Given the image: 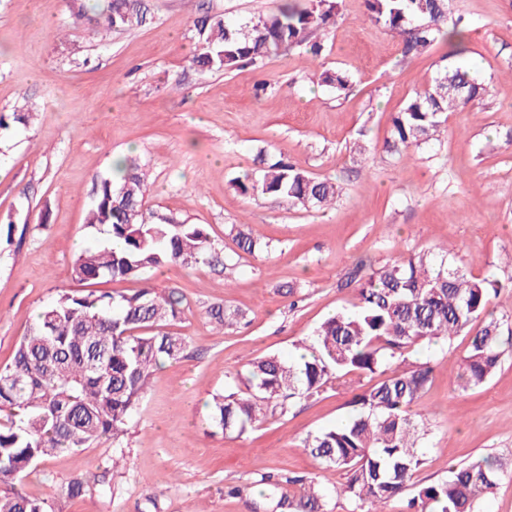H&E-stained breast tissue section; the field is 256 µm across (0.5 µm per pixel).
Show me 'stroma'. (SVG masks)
I'll return each instance as SVG.
<instances>
[{"instance_id":"obj_1","label":"stroma","mask_w":512,"mask_h":512,"mask_svg":"<svg viewBox=\"0 0 512 512\" xmlns=\"http://www.w3.org/2000/svg\"><path fill=\"white\" fill-rule=\"evenodd\" d=\"M105 2L0 0V113L32 115L27 130L0 131V365L59 289L78 290L72 262L103 239L85 227L92 188L121 158L147 174L146 212L206 225L222 261L98 283L104 292L178 289L183 313L169 329L187 349L155 373L119 440L28 468L14 489L52 500L56 512H145L150 498L159 512H252L230 489L263 474L341 486L342 472L318 465L302 442L348 417L353 389L328 387L238 437L209 427L206 404L247 360L291 356L327 316L353 309L357 262L374 270L428 248H448L473 275L501 282L490 308L507 349L494 377L465 391L456 374L480 322L420 351L435 373L421 403L432 435L415 480L511 454L512 0H452L472 23L457 62L492 95L480 114H449L438 151L411 155L384 151L390 117L436 74L447 48L402 61L397 36L367 21L365 0H340L320 61L292 49L255 74L198 72L193 20L202 9L249 18L281 0H146L144 24L103 37L78 11ZM320 67L347 71L351 87L318 85ZM258 78L270 83L261 93ZM280 155L335 179L336 201L316 211L240 193L238 180L257 174L261 158ZM241 228L261 251L238 249ZM216 304L241 310L245 324L217 332L208 317ZM117 447L127 464L114 471ZM77 475L97 486L71 499L61 488Z\"/></svg>"}]
</instances>
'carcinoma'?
Listing matches in <instances>:
<instances>
[{"mask_svg":"<svg viewBox=\"0 0 512 512\" xmlns=\"http://www.w3.org/2000/svg\"><path fill=\"white\" fill-rule=\"evenodd\" d=\"M368 20L396 34L405 61L418 58L439 41L464 52L463 19L452 16L449 0H365ZM338 0H285L275 13L230 23L203 13L195 20L199 48L191 58L202 72L260 68L266 59L309 45L317 59L323 44L308 43L314 30L336 24ZM145 20L141 0H109L96 25L104 34L127 30ZM322 85L342 91L350 76L325 69ZM487 86L469 69L448 62L391 117L388 152L409 153L438 140L448 113L483 110ZM118 180L101 179L86 227L107 240L79 253L72 280H126L166 265L214 264L220 257L203 224H153L146 220V174L124 162ZM244 194L281 199L290 206L322 207L338 194L336 183L310 175L292 161L267 162L256 178L237 182ZM356 310L329 316L310 340L299 344L300 359L278 355L247 361L237 374L236 390L215 393L208 420L224 434L242 435L267 415H285L295 403L317 398L334 383L352 387L377 379L350 400L349 419L307 436L303 448L321 466L345 475L330 493L302 476L256 480L260 500L254 512H329L332 495L348 500L349 512H385L386 505L415 486L408 501L413 512H481L483 499L512 458L485 456L448 467V475L413 484L425 464L430 435L418 405L435 366L416 362L422 347L449 341L485 316L472 336L457 379L463 389L485 384L501 362L500 321L491 316V295L502 284L476 277L448 257V251L423 250L399 256L378 270L356 266ZM174 288L153 286L133 293L61 292L41 308L17 343L9 363L0 366V512H54L48 500L12 491L17 475L32 465L117 441L137 411L155 372L180 358L186 337L166 329L181 313ZM210 321L224 329L238 325L243 313L214 305Z\"/></svg>","mask_w":512,"mask_h":512,"instance_id":"cac0c4a2","label":"carcinoma"}]
</instances>
